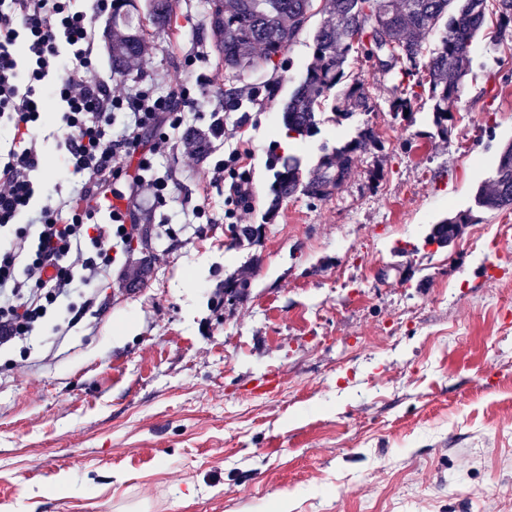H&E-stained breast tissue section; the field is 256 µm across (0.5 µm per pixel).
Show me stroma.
I'll return each mask as SVG.
<instances>
[{"instance_id": "35a3bbf8", "label": "stroma", "mask_w": 512, "mask_h": 512, "mask_svg": "<svg viewBox=\"0 0 512 512\" xmlns=\"http://www.w3.org/2000/svg\"><path fill=\"white\" fill-rule=\"evenodd\" d=\"M321 21L226 116L225 137L253 151L255 243L224 223L183 229L200 199L223 215L224 190L209 161L171 153L157 162L176 183L169 231L138 220L127 264L70 331L0 345V512H277L281 495L291 512H512V208L428 241L512 141V29L488 14L444 135L427 95L394 116L387 78L351 62L374 110L340 124L324 110L291 151L308 174L357 128L379 148L329 198L271 215L282 106ZM146 45L125 85L224 107L200 0H176ZM38 133L36 183L69 193L56 103ZM230 277L247 279L241 298L225 297Z\"/></svg>"}]
</instances>
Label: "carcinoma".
<instances>
[{"label":"carcinoma","instance_id":"cac0c4a2","mask_svg":"<svg viewBox=\"0 0 512 512\" xmlns=\"http://www.w3.org/2000/svg\"><path fill=\"white\" fill-rule=\"evenodd\" d=\"M173 5L174 0H148L142 17L135 0H112L113 78H124L139 65L145 27L167 31ZM205 10L206 28L228 83L224 104L232 109L241 96L239 83L251 69L272 64L288 51L314 15V4L313 0H205ZM487 10L488 0H322L319 13L324 19L313 38V61L283 104L288 131L304 138L318 135V111L327 105L338 124L357 112L372 111L367 83L348 72L350 56L370 62L374 53L386 51L390 60L380 72L394 84L389 111L405 114L416 97L413 87H426L433 123L445 132L443 124L470 72L471 46ZM442 21L444 31L434 47L427 48L426 35ZM185 137L196 157L205 159L212 147L211 131L189 127ZM378 145L373 129L361 128L332 150L322 147L317 167L306 178L299 156H276L269 213L298 193L328 198L350 176L355 160ZM474 202L486 211L512 206V142L502 147L492 177L476 190ZM473 221L469 210L445 217L432 225L429 241H446L454 225Z\"/></svg>","mask_w":512,"mask_h":512}]
</instances>
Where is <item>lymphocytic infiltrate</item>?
<instances>
[{"label":"lymphocytic infiltrate","instance_id":"1","mask_svg":"<svg viewBox=\"0 0 512 512\" xmlns=\"http://www.w3.org/2000/svg\"><path fill=\"white\" fill-rule=\"evenodd\" d=\"M0 0V125L12 132L0 156V342L33 335L49 315L56 330L72 326L60 305L94 292L131 249L135 204L165 206L174 182L155 175L158 158L183 140L181 108H193L189 90L156 95L146 88H117L95 79L89 34L95 13L112 0ZM59 106L68 135L59 143L80 186L66 196L38 195L33 174L40 166L39 125L46 96ZM251 151L244 140L228 147L208 171L210 183H227L224 221L242 223L255 209ZM138 173L123 205L108 201L111 180L124 164Z\"/></svg>","mask_w":512,"mask_h":512}]
</instances>
